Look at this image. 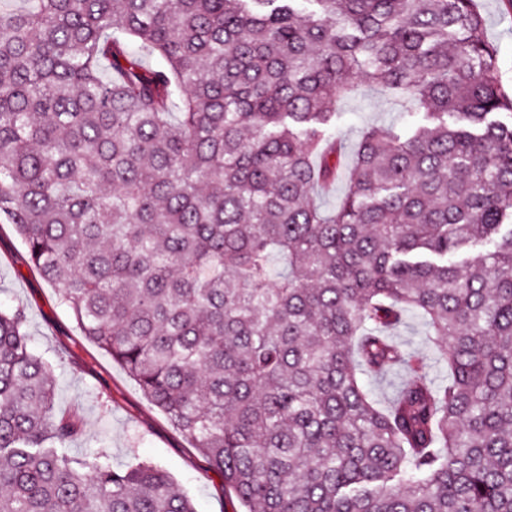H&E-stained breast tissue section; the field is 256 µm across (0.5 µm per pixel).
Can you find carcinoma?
I'll return each instance as SVG.
<instances>
[{"label":"carcinoma","instance_id":"carcinoma-1","mask_svg":"<svg viewBox=\"0 0 512 512\" xmlns=\"http://www.w3.org/2000/svg\"><path fill=\"white\" fill-rule=\"evenodd\" d=\"M364 86L426 124L346 170ZM0 224L245 512H512V94L474 0L0 9ZM79 430L0 310V512H195ZM422 332L423 328L419 319L410 314L407 316L405 323L396 329L393 336H396L397 340L406 344L412 350L424 353L419 341V336L422 335Z\"/></svg>","mask_w":512,"mask_h":512}]
</instances>
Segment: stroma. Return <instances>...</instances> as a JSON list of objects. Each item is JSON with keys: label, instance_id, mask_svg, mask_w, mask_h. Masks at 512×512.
Listing matches in <instances>:
<instances>
[{"label": "stroma", "instance_id": "35a3bbf8", "mask_svg": "<svg viewBox=\"0 0 512 512\" xmlns=\"http://www.w3.org/2000/svg\"><path fill=\"white\" fill-rule=\"evenodd\" d=\"M486 35L498 52L500 80L512 92V0H477ZM333 131L351 152L363 125L420 123L400 102L380 91L338 101ZM0 308L22 309L29 346L50 366L59 412H77L82 433L74 454L106 453L113 466L146 461L165 470L192 500L196 512H241L237 497L224 488L191 442L141 392L125 370L87 342L55 288L33 268L23 240L0 224Z\"/></svg>", "mask_w": 512, "mask_h": 512}]
</instances>
